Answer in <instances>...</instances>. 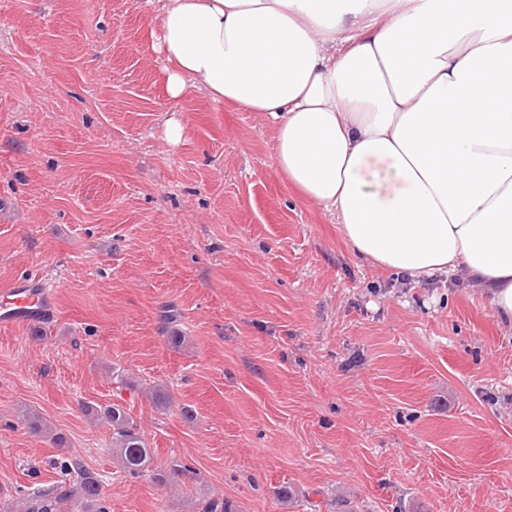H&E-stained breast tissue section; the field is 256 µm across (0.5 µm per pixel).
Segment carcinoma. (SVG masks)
<instances>
[{
  "label": "carcinoma",
  "instance_id": "cac0c4a2",
  "mask_svg": "<svg viewBox=\"0 0 512 512\" xmlns=\"http://www.w3.org/2000/svg\"><path fill=\"white\" fill-rule=\"evenodd\" d=\"M83 409L112 427V454L125 471L135 475L149 465L148 448L123 407L85 405ZM27 424L33 433L49 437L56 447H65V437L50 429L40 417L31 416ZM58 465L66 480L23 497L21 512H108L101 497V476L97 472L75 457L63 459ZM200 512H237V507L227 498L211 497L201 502Z\"/></svg>",
  "mask_w": 512,
  "mask_h": 512
}]
</instances>
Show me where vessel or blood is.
<instances>
[{
  "mask_svg": "<svg viewBox=\"0 0 512 512\" xmlns=\"http://www.w3.org/2000/svg\"><path fill=\"white\" fill-rule=\"evenodd\" d=\"M55 285L41 276L15 279L0 298V325L19 327L54 318Z\"/></svg>",
  "mask_w": 512,
  "mask_h": 512,
  "instance_id": "1",
  "label": "vessel or blood"
}]
</instances>
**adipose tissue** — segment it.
<instances>
[{
  "label": "adipose tissue",
  "mask_w": 512,
  "mask_h": 512,
  "mask_svg": "<svg viewBox=\"0 0 512 512\" xmlns=\"http://www.w3.org/2000/svg\"><path fill=\"white\" fill-rule=\"evenodd\" d=\"M160 79L265 113L352 251L512 326V0H165Z\"/></svg>",
  "instance_id": "ef3b65f1"
}]
</instances>
